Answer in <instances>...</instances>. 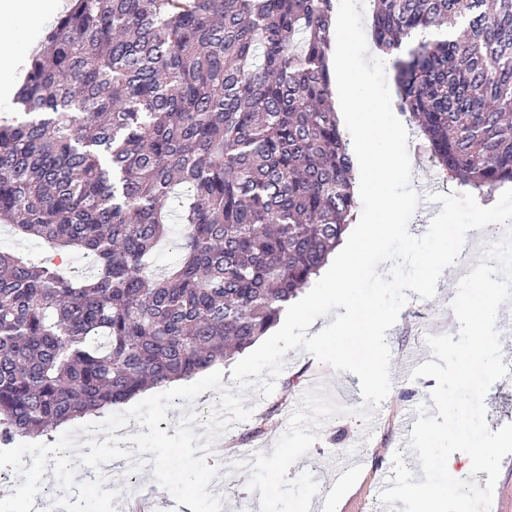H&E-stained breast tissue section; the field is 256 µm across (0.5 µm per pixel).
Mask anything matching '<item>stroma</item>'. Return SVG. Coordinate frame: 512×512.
I'll use <instances>...</instances> for the list:
<instances>
[{"label":"stroma","mask_w":512,"mask_h":512,"mask_svg":"<svg viewBox=\"0 0 512 512\" xmlns=\"http://www.w3.org/2000/svg\"><path fill=\"white\" fill-rule=\"evenodd\" d=\"M46 28V23H32L20 16L0 17V44L8 46L11 56L26 61ZM458 282L455 268L444 269L435 298L411 297L396 324L388 330L392 387L386 400L373 412L377 419L375 426L365 427L362 419L355 415L333 418L322 426L320 438L310 452L289 468L288 478L308 470L321 483V491L313 497L310 512H319L323 507L328 512H377L375 495L379 481L391 471L392 455L402 446L401 417L406 407L429 401L430 392L437 384L431 377L404 379L406 364L410 359L430 353L424 336L419 333L421 326L436 324L444 326L448 333L458 332L455 316L448 313V299L455 295ZM285 361L272 395L261 402L257 401L255 392H248L246 397V406L255 407L257 416L265 420L262 432H254L253 421L238 423L215 441L207 457L208 465L218 470L208 490L222 495V512H244V505L258 502L260 498L259 493L246 487L249 472L236 473L226 467L224 459L229 448L245 447L272 453L297 405V397L311 382H318L334 399L351 394L359 387L356 375L335 372L303 350L288 351Z\"/></svg>","instance_id":"obj_1"}]
</instances>
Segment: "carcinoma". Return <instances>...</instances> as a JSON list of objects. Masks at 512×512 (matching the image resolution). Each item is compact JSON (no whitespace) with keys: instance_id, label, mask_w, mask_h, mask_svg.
<instances>
[{"instance_id":"obj_1","label":"carcinoma","mask_w":512,"mask_h":512,"mask_svg":"<svg viewBox=\"0 0 512 512\" xmlns=\"http://www.w3.org/2000/svg\"><path fill=\"white\" fill-rule=\"evenodd\" d=\"M397 109L440 175L512 183V0H373ZM335 0H71L0 114V446L251 347L355 216ZM181 198L177 258L169 202ZM0 250L6 252L17 251L39 258L52 254V251L42 241L22 238L15 233L9 224H0Z\"/></svg>"}]
</instances>
